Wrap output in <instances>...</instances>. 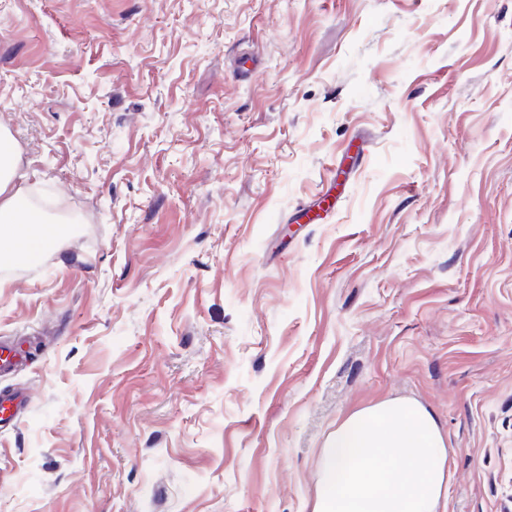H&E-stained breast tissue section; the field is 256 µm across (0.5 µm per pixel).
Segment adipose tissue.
I'll use <instances>...</instances> for the list:
<instances>
[{
	"mask_svg": "<svg viewBox=\"0 0 512 512\" xmlns=\"http://www.w3.org/2000/svg\"><path fill=\"white\" fill-rule=\"evenodd\" d=\"M15 145L0 136V245L35 258L53 245L41 210L13 188ZM312 512H447L448 448L434 416L404 399L354 411L329 436Z\"/></svg>",
	"mask_w": 512,
	"mask_h": 512,
	"instance_id": "ef3b65f1",
	"label": "adipose tissue"
}]
</instances>
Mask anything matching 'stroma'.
Instances as JSON below:
<instances>
[{"label": "stroma", "instance_id": "1", "mask_svg": "<svg viewBox=\"0 0 512 512\" xmlns=\"http://www.w3.org/2000/svg\"><path fill=\"white\" fill-rule=\"evenodd\" d=\"M1 129L72 222L0 274V512H311L397 397L512 512V0H0Z\"/></svg>", "mask_w": 512, "mask_h": 512}]
</instances>
